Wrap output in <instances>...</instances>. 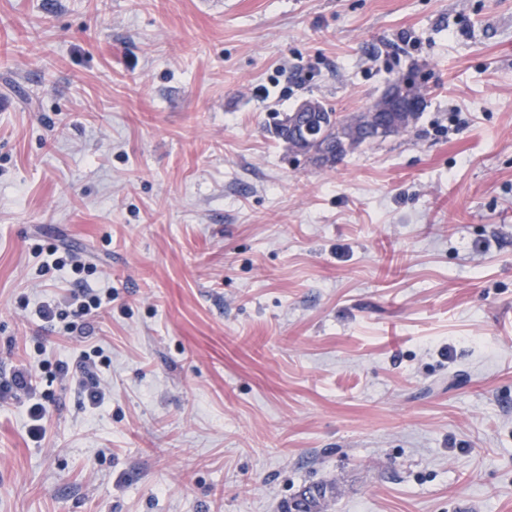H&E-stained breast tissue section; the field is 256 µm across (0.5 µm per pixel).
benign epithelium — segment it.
<instances>
[{"instance_id":"benign-epithelium-1","label":"benign epithelium","mask_w":512,"mask_h":512,"mask_svg":"<svg viewBox=\"0 0 512 512\" xmlns=\"http://www.w3.org/2000/svg\"><path fill=\"white\" fill-rule=\"evenodd\" d=\"M423 101L422 80L414 75H403L364 110L345 115L337 121L335 144L316 154L312 147L328 138L330 126L311 120V115L324 111L321 102L303 100L284 116V122L293 133L290 148L317 164L329 163L338 151L349 153L366 142L391 136L398 126L413 123Z\"/></svg>"}]
</instances>
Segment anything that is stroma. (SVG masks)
<instances>
[{
  "label": "stroma",
  "mask_w": 512,
  "mask_h": 512,
  "mask_svg": "<svg viewBox=\"0 0 512 512\" xmlns=\"http://www.w3.org/2000/svg\"><path fill=\"white\" fill-rule=\"evenodd\" d=\"M406 73L408 132L274 133ZM29 363L0 512H512V0H0V386Z\"/></svg>",
  "instance_id": "35a3bbf8"
}]
</instances>
